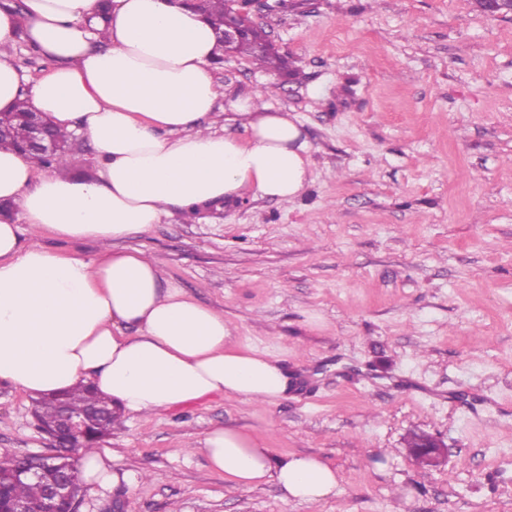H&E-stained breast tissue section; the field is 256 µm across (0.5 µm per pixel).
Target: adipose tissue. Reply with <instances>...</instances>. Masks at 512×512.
<instances>
[{
	"label": "adipose tissue",
	"mask_w": 512,
	"mask_h": 512,
	"mask_svg": "<svg viewBox=\"0 0 512 512\" xmlns=\"http://www.w3.org/2000/svg\"><path fill=\"white\" fill-rule=\"evenodd\" d=\"M20 29L53 63L35 80L10 53ZM215 49L210 22L178 0H112L106 19L98 0L0 6V112L22 103L84 134L98 166L91 180L42 176L32 159L0 149V199L17 203L36 229L106 247L94 259L62 256L23 245L18 226L0 221V381L35 395L90 383L136 415L213 394L287 397L278 358L233 348L223 314L166 281L142 251L110 248L175 214L248 194L288 202L308 184L309 144L295 114L240 95L228 99L224 122L240 125L246 140L211 123ZM130 325L136 335L125 334ZM200 445L242 490L273 481L308 502L339 490L323 459H274L235 427L211 429ZM79 466L105 490L123 480L106 448L81 454Z\"/></svg>",
	"instance_id": "1"
}]
</instances>
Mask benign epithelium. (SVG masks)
I'll return each mask as SVG.
<instances>
[{
    "mask_svg": "<svg viewBox=\"0 0 512 512\" xmlns=\"http://www.w3.org/2000/svg\"><path fill=\"white\" fill-rule=\"evenodd\" d=\"M254 26L248 14H236L224 25L217 40L226 49L245 40ZM28 134L32 148L46 152L56 150L42 113H30ZM88 424L87 416L82 413L62 412L55 427L47 432L50 451L23 456L20 466L12 474L0 476V512H30L26 502L9 494L11 484L21 480L42 485V512H79L81 475L73 448L76 447L75 440L87 433ZM409 454L422 465L435 466L445 457L446 450L437 439L424 435L418 447L409 449Z\"/></svg>",
    "mask_w": 512,
    "mask_h": 512,
    "instance_id": "obj_1",
    "label": "benign epithelium"
}]
</instances>
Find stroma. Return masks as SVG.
Masks as SVG:
<instances>
[{
    "mask_svg": "<svg viewBox=\"0 0 512 512\" xmlns=\"http://www.w3.org/2000/svg\"><path fill=\"white\" fill-rule=\"evenodd\" d=\"M288 70L235 56L223 91L296 114L310 183L247 196L118 241L223 313L233 346L279 358L287 398L214 395L121 417L103 442L127 483L83 486L81 512H512V14L475 0H255ZM23 242L92 259L93 240ZM233 426L273 458H323L340 491L287 498L212 469L205 433ZM428 434L446 460L406 451ZM32 397L0 384V449L46 451Z\"/></svg>",
    "mask_w": 512,
    "mask_h": 512,
    "instance_id": "35a3bbf8",
    "label": "stroma"
}]
</instances>
